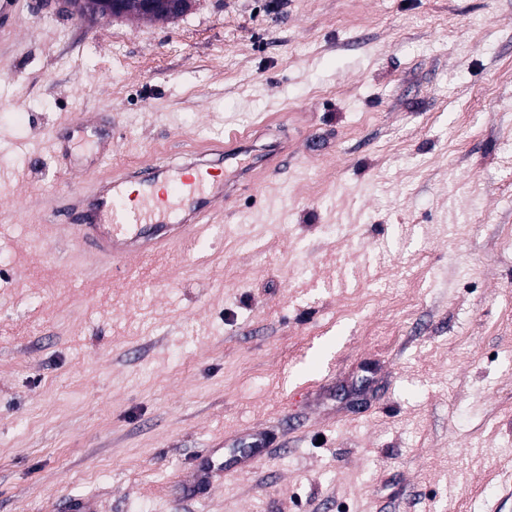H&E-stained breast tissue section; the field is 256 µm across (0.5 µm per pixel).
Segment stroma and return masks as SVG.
Returning a JSON list of instances; mask_svg holds the SVG:
<instances>
[{"instance_id": "obj_1", "label": "stroma", "mask_w": 512, "mask_h": 512, "mask_svg": "<svg viewBox=\"0 0 512 512\" xmlns=\"http://www.w3.org/2000/svg\"><path fill=\"white\" fill-rule=\"evenodd\" d=\"M89 168L255 128L288 170L119 267ZM264 460L226 472L237 437ZM215 448L209 479L199 456ZM512 512V0L0 17V512Z\"/></svg>"}]
</instances>
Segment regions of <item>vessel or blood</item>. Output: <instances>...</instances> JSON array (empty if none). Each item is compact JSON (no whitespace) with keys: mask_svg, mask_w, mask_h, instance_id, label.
Returning <instances> with one entry per match:
<instances>
[{"mask_svg":"<svg viewBox=\"0 0 512 512\" xmlns=\"http://www.w3.org/2000/svg\"><path fill=\"white\" fill-rule=\"evenodd\" d=\"M247 144L245 133L228 129L223 139L210 141L206 151L178 169L153 159L109 175L92 173L90 195L79 205H61L58 213L99 261L119 265L133 255L168 251L215 223L221 205L231 198L216 167L230 161L229 146ZM287 165L286 150L273 147L255 159L250 171L280 174Z\"/></svg>","mask_w":512,"mask_h":512,"instance_id":"1","label":"vessel or blood"}]
</instances>
